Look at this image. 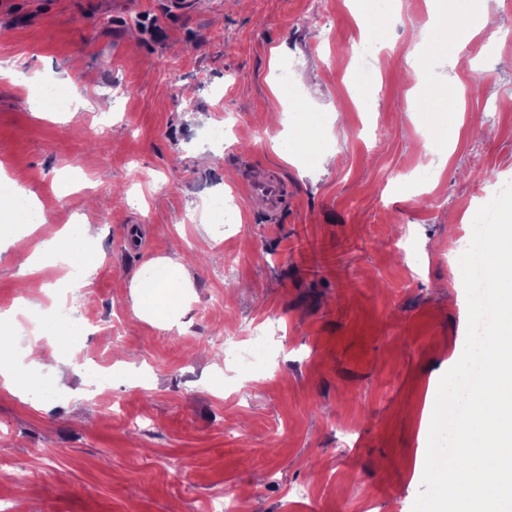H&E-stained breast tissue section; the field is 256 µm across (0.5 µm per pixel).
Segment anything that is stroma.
<instances>
[{"instance_id": "1", "label": "stroma", "mask_w": 512, "mask_h": 512, "mask_svg": "<svg viewBox=\"0 0 512 512\" xmlns=\"http://www.w3.org/2000/svg\"><path fill=\"white\" fill-rule=\"evenodd\" d=\"M478 3L479 41L453 68L414 35L436 0L385 15L375 0H200L181 17L164 0H0V168L46 202L37 236L79 215L99 227L83 282L51 262L24 277L29 251L0 246V305L61 291L90 323L55 397L0 389V512H212L221 494L239 512H413L423 415L467 337L445 245L512 181V42L487 39ZM368 39L377 83L361 90L351 50ZM449 81L448 145L433 130ZM48 83L74 111L46 109ZM248 171L287 181L276 223L240 199ZM218 196L239 198L234 223ZM162 258L192 283L176 321L135 310L131 282ZM258 322L282 332L273 375L224 358L222 337ZM83 363L117 373L111 389L84 399Z\"/></svg>"}]
</instances>
